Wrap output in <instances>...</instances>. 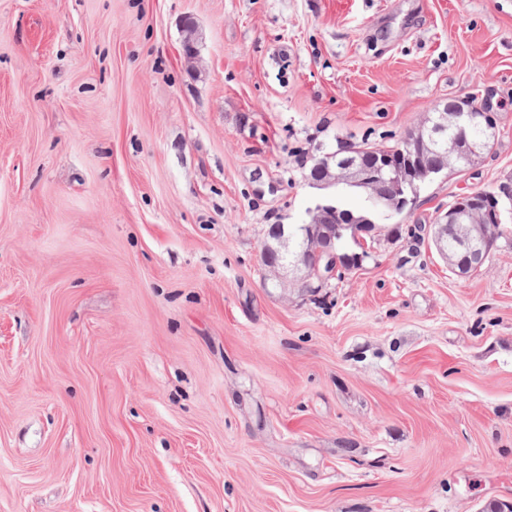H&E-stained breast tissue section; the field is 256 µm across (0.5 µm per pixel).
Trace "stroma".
<instances>
[{
    "instance_id": "1",
    "label": "stroma",
    "mask_w": 512,
    "mask_h": 512,
    "mask_svg": "<svg viewBox=\"0 0 512 512\" xmlns=\"http://www.w3.org/2000/svg\"><path fill=\"white\" fill-rule=\"evenodd\" d=\"M465 97L490 151L273 285L315 159ZM510 179L512 0H0V512L512 501V239L465 278L430 241ZM333 215H336V206H318L313 215V224H311L312 232L310 229L309 235L310 237L314 238L316 245L321 248L324 256L329 251L336 250V253H332L327 261L324 278H327L330 275H336L337 279H341L342 274L345 271H349L355 268V266L358 267L359 262H362L365 258L370 257V252L367 250V241L365 240L367 247L363 246V244L359 242L358 237L355 235L352 228L344 230L342 235L336 236V245L323 240L318 233L317 224H315V222L316 220L320 219H332ZM348 238H350L353 244L360 249V252H341L345 248ZM336 257L340 259V264ZM340 265L341 268L336 271V268H339ZM328 270L330 271L327 272ZM288 264H283L281 261L276 259H271L268 261L267 266L272 268V271L275 275H279L280 269H284ZM290 267L295 268L300 273V277L298 278V282L301 288H305L308 290L312 288V273H310L309 269V261L306 252L301 253L290 265H288V269Z\"/></svg>"
}]
</instances>
